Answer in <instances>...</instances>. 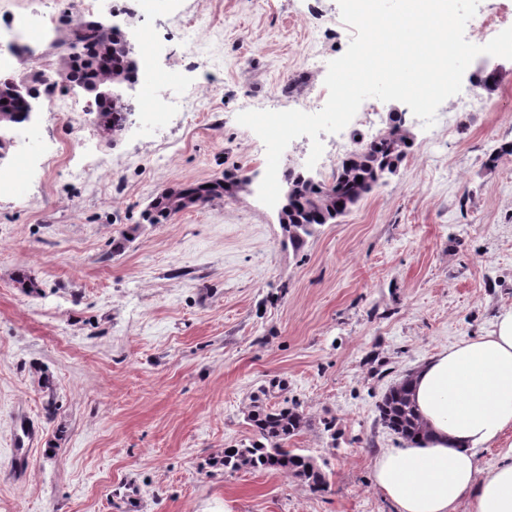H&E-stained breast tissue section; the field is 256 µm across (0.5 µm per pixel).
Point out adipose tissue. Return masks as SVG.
Segmentation results:
<instances>
[{
    "instance_id": "1",
    "label": "adipose tissue",
    "mask_w": 512,
    "mask_h": 512,
    "mask_svg": "<svg viewBox=\"0 0 512 512\" xmlns=\"http://www.w3.org/2000/svg\"><path fill=\"white\" fill-rule=\"evenodd\" d=\"M424 433L383 450L374 482L397 512H512V445L481 472L478 449L502 445L512 430V308L491 331L441 350L410 376Z\"/></svg>"
}]
</instances>
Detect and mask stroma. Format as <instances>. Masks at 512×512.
<instances>
[{
  "label": "stroma",
  "mask_w": 512,
  "mask_h": 512,
  "mask_svg": "<svg viewBox=\"0 0 512 512\" xmlns=\"http://www.w3.org/2000/svg\"><path fill=\"white\" fill-rule=\"evenodd\" d=\"M132 45H156L158 92L189 111L154 120L135 97L112 138L59 112L13 127L0 170V512H396L373 465L402 438L385 392L422 361L476 338L512 308V60L476 57L464 84L496 73L486 107L448 98L424 128L390 101L373 129L293 140L280 171L330 182L332 166L401 119L412 136L395 175L301 250L258 197L265 146L244 110L314 102L354 34L338 0H155L98 12ZM66 147L48 157L50 144ZM235 177L231 193L149 223L160 193ZM125 248L114 252L115 241ZM31 280L21 287L20 277ZM309 424L289 447L327 475L312 491L283 471L225 470L250 443L255 397ZM39 431L21 480L18 417Z\"/></svg>",
  "instance_id": "1"
}]
</instances>
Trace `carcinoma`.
Listing matches in <instances>:
<instances>
[{
    "label": "carcinoma",
    "mask_w": 512,
    "mask_h": 512,
    "mask_svg": "<svg viewBox=\"0 0 512 512\" xmlns=\"http://www.w3.org/2000/svg\"><path fill=\"white\" fill-rule=\"evenodd\" d=\"M63 36L64 43L79 48L71 56L62 52L61 58L76 80L99 88L122 87L129 82V58L134 56V51L125 48L120 32L109 33L98 29L92 21L77 18L65 23ZM132 110V104L121 91L112 97V103L99 104L98 127L117 133V115ZM0 111L10 113L11 122L21 124L28 121L32 102L20 101L0 88ZM410 144L407 131L396 124L366 142L359 151L348 154L328 184H312L300 174L288 172L286 179L295 186L297 197L296 210L288 215V228L284 229L288 243L300 250L317 226L334 222L340 212L352 208L371 193L386 173L398 168ZM226 189L227 185L214 181L210 185L200 183L187 190L164 192L156 198L154 220L159 223L175 213L177 198L186 193L194 195L199 205L222 196ZM408 384L406 377L391 386L378 404V412L385 428L405 440H412L422 433V427L409 399ZM248 420L256 439L239 448L224 449V468L286 471L315 491L327 485V475L311 465L312 457L286 447L288 439L308 426V419L302 412L288 407L267 410L256 405L249 412Z\"/></svg>",
    "instance_id": "obj_1"
}]
</instances>
